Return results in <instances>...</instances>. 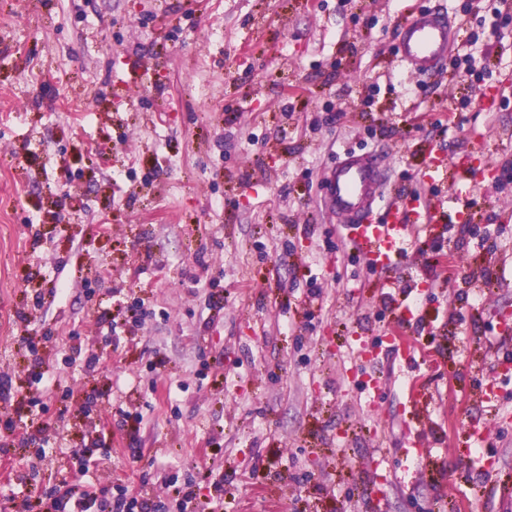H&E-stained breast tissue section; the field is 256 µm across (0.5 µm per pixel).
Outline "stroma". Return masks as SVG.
<instances>
[{"instance_id": "35a3bbf8", "label": "stroma", "mask_w": 512, "mask_h": 512, "mask_svg": "<svg viewBox=\"0 0 512 512\" xmlns=\"http://www.w3.org/2000/svg\"><path fill=\"white\" fill-rule=\"evenodd\" d=\"M468 2L0 0V387L23 402L0 401V512L81 478L87 448L103 512L122 486L181 512L189 479L219 512H512V20ZM441 3L494 111L452 64L397 60L401 22ZM347 147L394 190L449 193L433 157L496 177L374 271L325 205ZM410 314V308L406 304L402 305L399 325L397 327L390 329L386 336V339L398 343L400 351L402 352L405 360L408 363H412L414 361V351L412 349L408 337L403 336L401 327L404 326L405 322H407L410 319Z\"/></svg>"}]
</instances>
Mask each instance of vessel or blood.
<instances>
[{"label":"vessel or blood","instance_id":"obj_1","mask_svg":"<svg viewBox=\"0 0 512 512\" xmlns=\"http://www.w3.org/2000/svg\"><path fill=\"white\" fill-rule=\"evenodd\" d=\"M457 25L447 10L437 8L412 16L398 28L399 61L405 68L432 74L448 55ZM384 198V181L377 156L352 150L326 177V205L341 216L366 264L375 270L405 259L417 235H429L449 218L465 222L463 212L448 214L441 196L420 199L399 195L387 209L384 221L372 219Z\"/></svg>","mask_w":512,"mask_h":512}]
</instances>
